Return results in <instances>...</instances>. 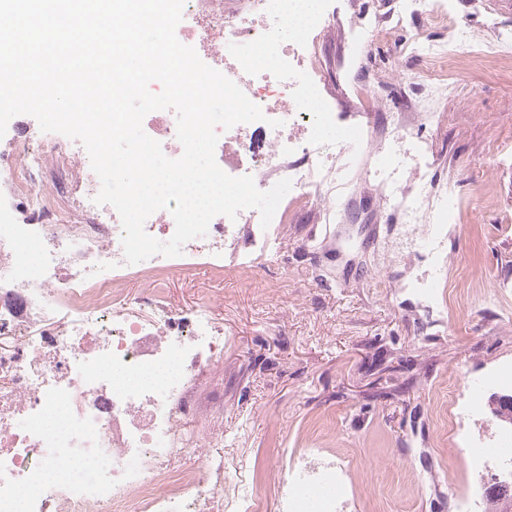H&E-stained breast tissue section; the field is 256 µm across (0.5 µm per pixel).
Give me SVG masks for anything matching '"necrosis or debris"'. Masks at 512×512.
I'll list each match as a JSON object with an SVG mask.
<instances>
[{
    "mask_svg": "<svg viewBox=\"0 0 512 512\" xmlns=\"http://www.w3.org/2000/svg\"><path fill=\"white\" fill-rule=\"evenodd\" d=\"M423 26L402 42L404 21L374 13L352 31L362 60L386 47L394 58L418 60L423 89L410 96L381 132L342 126L320 92L313 47L335 21L328 0H185L181 31L211 67L258 105L264 120L219 129L215 159L228 175L252 176L266 191L292 181L291 199L321 204L326 224L351 222L353 195H336V160L372 167L405 224H447L461 200L429 198L402 175L405 159H422L415 129L438 122L448 85L439 67L450 49L486 58L512 57V32L486 35L464 25L448 40L429 39L443 23V0H405ZM144 132L168 158H179L177 120L168 110L147 114ZM75 168L80 194L61 198L34 188L56 161ZM0 512H259L251 492L224 497L223 465L190 440V383L206 360H217L219 336L208 310L176 312L158 288L133 296L122 278L158 279L171 258L126 264L117 211L96 204L100 181L81 143H60L23 126L0 150ZM255 209L215 216L205 236L183 246L187 257L219 265V247L236 224H256ZM145 316H128L129 306ZM63 315V324L52 323ZM200 455L183 471L180 456ZM470 473L512 459V431L465 451ZM346 474L333 465L294 462L277 486L281 512H339Z\"/></svg>",
    "mask_w": 512,
    "mask_h": 512,
    "instance_id": "1",
    "label": "necrosis or debris"
}]
</instances>
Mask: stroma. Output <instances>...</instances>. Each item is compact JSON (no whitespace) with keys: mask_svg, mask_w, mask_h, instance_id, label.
I'll use <instances>...</instances> for the list:
<instances>
[{"mask_svg":"<svg viewBox=\"0 0 512 512\" xmlns=\"http://www.w3.org/2000/svg\"><path fill=\"white\" fill-rule=\"evenodd\" d=\"M451 23L512 30V0H450ZM349 11L321 41L322 89L343 124L381 123L417 90L415 65L393 61L380 111H362L350 82ZM439 125L418 129L428 159L413 169L427 188L453 183L454 222L403 224L373 178L357 190L368 223L348 246L318 211L298 206L288 223L239 225L224 270L173 269L161 290L170 308H207L222 338L221 363L192 385L202 412L193 429L215 440L224 468L249 483L261 512H280L276 479L295 455L317 448L343 463L344 512H452L455 482L484 495L495 473L464 472L465 439L505 425L488 396L472 404L464 436L449 387L512 371V59L453 50ZM447 272L454 288L418 290Z\"/></svg>","mask_w":512,"mask_h":512,"instance_id":"35a3bbf8","label":"stroma"}]
</instances>
